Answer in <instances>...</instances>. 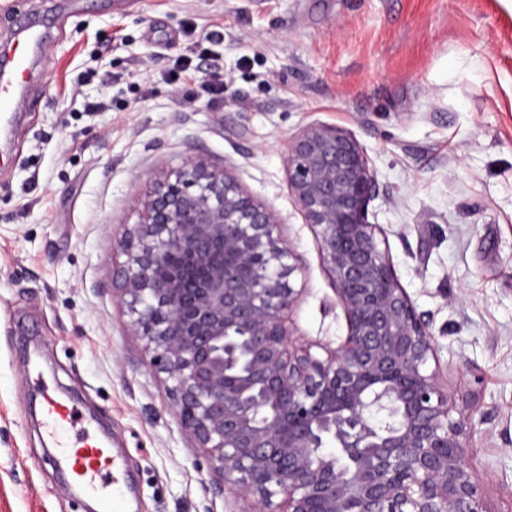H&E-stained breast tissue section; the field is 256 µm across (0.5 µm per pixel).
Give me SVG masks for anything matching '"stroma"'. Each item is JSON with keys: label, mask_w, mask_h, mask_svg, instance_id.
I'll return each mask as SVG.
<instances>
[{"label": "stroma", "mask_w": 512, "mask_h": 512, "mask_svg": "<svg viewBox=\"0 0 512 512\" xmlns=\"http://www.w3.org/2000/svg\"><path fill=\"white\" fill-rule=\"evenodd\" d=\"M42 17L0 130V512L91 507L52 461L39 378L118 449L129 512H243L112 299L114 243L155 172L230 162L303 261L299 340L338 347L344 313L283 164L311 124L363 147L368 220L430 321L429 367L468 420L486 508L512 512V0H0V45ZM208 65L222 96L199 86Z\"/></svg>", "instance_id": "stroma-1"}]
</instances>
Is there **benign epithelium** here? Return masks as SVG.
Returning <instances> with one entry per match:
<instances>
[{
  "label": "benign epithelium",
  "instance_id": "7a95c632",
  "mask_svg": "<svg viewBox=\"0 0 512 512\" xmlns=\"http://www.w3.org/2000/svg\"><path fill=\"white\" fill-rule=\"evenodd\" d=\"M284 164L347 323L324 357L287 324L303 268L280 219L230 168L194 157L156 176L116 242L113 299L185 433L249 512H487L467 421L429 370L430 323L367 220L363 147L310 125Z\"/></svg>",
  "mask_w": 512,
  "mask_h": 512
}]
</instances>
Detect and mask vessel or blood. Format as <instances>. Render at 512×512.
<instances>
[{"label":"vessel or blood","instance_id":"obj_1","mask_svg":"<svg viewBox=\"0 0 512 512\" xmlns=\"http://www.w3.org/2000/svg\"><path fill=\"white\" fill-rule=\"evenodd\" d=\"M18 37L22 49L11 60L0 64V108L5 110L13 105L28 69L24 46L40 40L38 30L27 23L20 25ZM43 413L46 431L57 441L60 461L72 479L103 496L104 512H123L121 487L116 483L110 449L85 430L78 431L77 436H69V429H75L78 419L76 409L67 401L53 395L45 396Z\"/></svg>","mask_w":512,"mask_h":512}]
</instances>
